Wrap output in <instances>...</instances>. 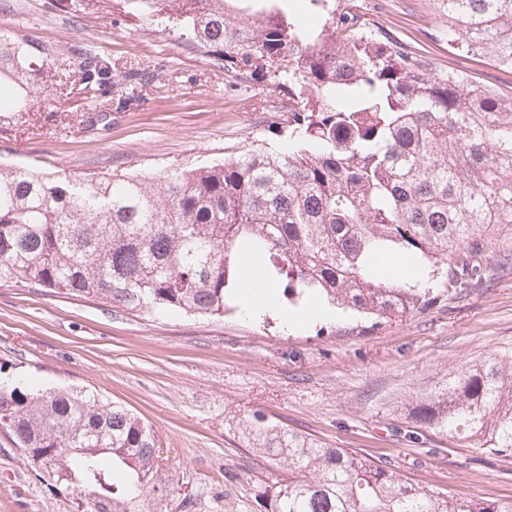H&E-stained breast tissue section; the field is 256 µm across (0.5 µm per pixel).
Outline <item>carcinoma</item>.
I'll list each match as a JSON object with an SVG mask.
<instances>
[{"mask_svg": "<svg viewBox=\"0 0 512 512\" xmlns=\"http://www.w3.org/2000/svg\"><path fill=\"white\" fill-rule=\"evenodd\" d=\"M309 0L321 24L302 28L282 8L232 19L224 0H123L144 29L178 28L214 69L288 96V149H250L221 164L91 178L0 166V287L93 298L145 315L224 316L244 276L242 254L264 266L276 304L317 296L390 320L420 309L422 266L448 265L460 287L481 279L471 255L512 225V98L434 73L381 40L357 13ZM448 46L512 69V0H441ZM76 15L112 0H55ZM161 71L120 66L87 47L69 56L0 31V112L54 110L71 88L99 102L88 123L144 100ZM404 256L397 279L377 263ZM419 427L512 455V358L491 354L448 374L413 408ZM0 428L36 475L80 491L86 512H158L170 486L156 432L125 407L80 391L25 393L0 385ZM272 470L255 497L265 512H512L422 487L395 469L278 424L242 422Z\"/></svg>", "mask_w": 512, "mask_h": 512, "instance_id": "1", "label": "carcinoma"}]
</instances>
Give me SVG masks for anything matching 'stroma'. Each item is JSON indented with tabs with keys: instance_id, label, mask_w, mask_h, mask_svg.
<instances>
[{
	"instance_id": "1",
	"label": "stroma",
	"mask_w": 512,
	"mask_h": 512,
	"mask_svg": "<svg viewBox=\"0 0 512 512\" xmlns=\"http://www.w3.org/2000/svg\"><path fill=\"white\" fill-rule=\"evenodd\" d=\"M377 24L435 71L512 96V70L451 49L438 0H336ZM0 29L69 50L83 42L113 61L163 67L167 79L109 127L78 124L82 96L34 111L0 133V165L88 177L110 170L156 177L224 162L253 147L280 151L278 94L214 70L177 30L55 11L53 0H0ZM483 282L430 279L423 309L390 321L350 312L290 327L277 307L254 317L229 291L224 315L144 317L98 300L0 288V382L77 388L121 404L157 433L173 488L162 512H261L267 471L241 420L275 422L334 448L381 459L415 484L485 500L512 498V457L480 454L432 429L417 442L413 404L466 362L512 354V229L492 235ZM85 499L37 480L0 428V512H83Z\"/></svg>"
}]
</instances>
